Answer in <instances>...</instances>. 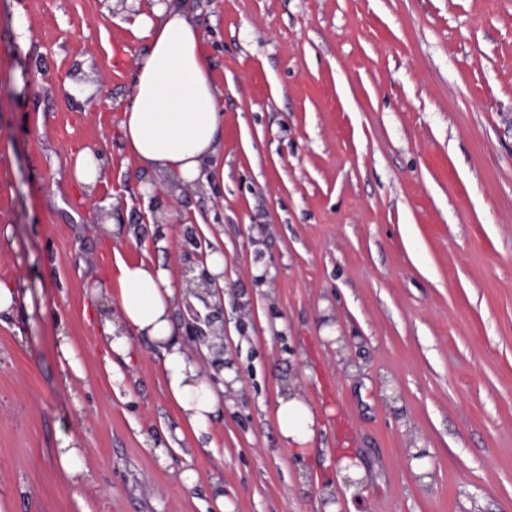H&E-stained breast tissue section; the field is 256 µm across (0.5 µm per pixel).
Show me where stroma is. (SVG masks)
<instances>
[{"label": "stroma", "instance_id": "stroma-1", "mask_svg": "<svg viewBox=\"0 0 512 512\" xmlns=\"http://www.w3.org/2000/svg\"><path fill=\"white\" fill-rule=\"evenodd\" d=\"M151 3L0 0V281L33 303L0 323L4 512H213L215 474L233 512H512V0H190L224 177L173 196L140 191L117 127ZM68 82L111 109L87 111ZM86 147L107 169L89 191L67 176ZM111 197L135 239L105 227ZM209 245L224 255L221 450L188 435L162 463L179 416L159 359L131 336L113 391L91 293L116 257L178 279ZM66 341L85 372L70 388ZM290 388L317 414L302 453L277 431ZM62 434L85 450L76 486ZM340 450L362 473L351 498Z\"/></svg>", "mask_w": 512, "mask_h": 512}]
</instances>
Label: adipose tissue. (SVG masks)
<instances>
[{
    "mask_svg": "<svg viewBox=\"0 0 512 512\" xmlns=\"http://www.w3.org/2000/svg\"><path fill=\"white\" fill-rule=\"evenodd\" d=\"M132 31L146 48L136 59L119 126L122 151L136 162L141 187L150 189L155 174L178 185L215 181L224 172L222 92L211 77L200 25L183 0H156ZM115 281L118 290L102 297L96 321L104 376L111 387L123 384L120 364L131 359L129 336L146 338L159 354L164 392L179 411L175 436L188 433L214 449L212 428L224 412L225 388L201 375L183 342L175 316L183 291L159 261L117 259ZM276 418L287 445L301 450L313 441L316 413L297 392L278 398Z\"/></svg>",
    "mask_w": 512,
    "mask_h": 512,
    "instance_id": "obj_1",
    "label": "adipose tissue"
}]
</instances>
